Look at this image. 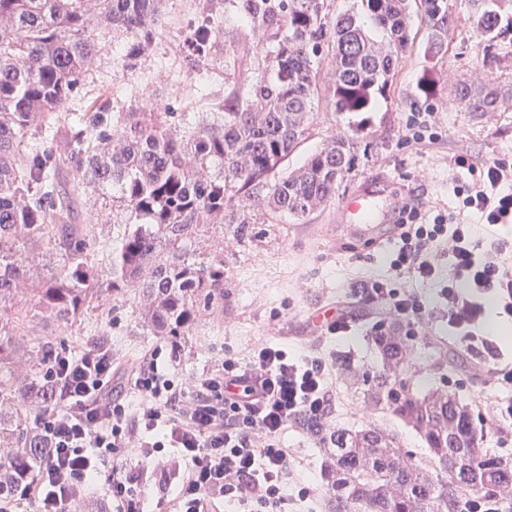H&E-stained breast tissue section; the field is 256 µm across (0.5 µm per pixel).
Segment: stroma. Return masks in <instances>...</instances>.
Wrapping results in <instances>:
<instances>
[{
	"instance_id": "stroma-1",
	"label": "stroma",
	"mask_w": 512,
	"mask_h": 512,
	"mask_svg": "<svg viewBox=\"0 0 512 512\" xmlns=\"http://www.w3.org/2000/svg\"><path fill=\"white\" fill-rule=\"evenodd\" d=\"M205 20L211 22L217 38L210 54L198 58L187 46L194 29ZM245 27L227 0H165L162 17L138 57L126 55L129 35L103 31L99 52L82 76L72 106L81 112L100 107L119 115L140 111L146 99L153 97L163 111L172 113L177 128L194 129L211 121L225 95L244 83V75L232 76L225 70L224 55L231 51L243 64L252 62L261 36L246 32ZM475 40L473 31L463 23L449 35L448 51L439 58L425 59L418 48L407 53L399 61L389 98L369 113L360 133L335 112L331 65L322 63L314 125L308 139L289 157L288 167L301 165L331 135L356 134L364 148L339 194L351 191L365 178L383 176L393 183L395 192L419 198L430 211L457 207L459 200L453 194L448 169L452 156L465 154L479 164L495 158L512 159V109L475 116L465 112L450 92L459 77L475 82L485 77L473 49ZM428 68L435 73L438 91L425 100L418 97L417 84ZM425 115L437 140L407 143L408 119ZM336 205V200H329L303 221L251 209L247 212L251 225L243 236L232 224L200 225L191 246L192 258L223 260L224 291L201 303L189 335L179 339L180 357L165 354L161 360L172 376L184 380L201 374L224 356L245 357L261 342L333 356L337 426L355 430L372 425L398 434L404 450L420 464L428 456L420 435L390 410L371 406L353 377L354 372L377 366L371 338L376 324L389 319L381 305L366 303L356 291L368 279L390 276L392 247L350 244L336 228ZM71 220L92 225L93 260L101 277H109L113 237L126 220L125 211L111 197L89 188L73 199ZM400 285L433 311L413 339L412 358L404 372L410 392L421 396L437 388L455 394L463 404L475 408V426L483 430L486 447L512 455V424L486 417L489 405L505 392L488 375V361L449 336L438 285L409 279L401 280ZM327 308L352 320L348 335L330 338L322 333L314 317ZM91 329L96 330L98 342L111 346L120 377L131 363L161 342L143 327L138 299L130 292L92 296L80 319L63 326L47 319L36 327L37 333L59 337L62 348L76 353L89 347L85 334ZM442 347L462 353L465 367L440 366L438 350ZM286 440L295 452L298 469L317 489L316 500L302 503L303 512H325L321 449L295 424L289 427Z\"/></svg>"
}]
</instances>
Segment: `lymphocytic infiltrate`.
Returning <instances> with one entry per match:
<instances>
[{"mask_svg":"<svg viewBox=\"0 0 512 512\" xmlns=\"http://www.w3.org/2000/svg\"><path fill=\"white\" fill-rule=\"evenodd\" d=\"M449 167L471 177L453 187L457 210L426 222L420 204L408 202L389 267L395 278L439 282L449 335L494 360L491 377L511 387L512 363L501 362L482 326L489 297L512 317L508 243L496 233L512 224V162L478 165L456 155ZM470 213L479 215L480 225L467 222ZM438 246L448 253L444 273L433 258ZM394 280H368L360 293L383 304L408 335H418L430 310ZM160 354L156 348L142 356L119 387L112 384L110 348L53 355L56 408L41 423L51 452L37 476L19 488L18 501L33 503L35 512H61L64 503L85 496L88 481L102 476L112 512H140L142 490L121 458L126 448L138 449L140 470L181 468L178 492L159 499L160 512H296L314 498L315 488L299 479L282 435L303 415L331 423L335 359L258 345L247 363L228 357L182 383L159 371Z\"/></svg>","mask_w":512,"mask_h":512,"instance_id":"1","label":"lymphocytic infiltrate"}]
</instances>
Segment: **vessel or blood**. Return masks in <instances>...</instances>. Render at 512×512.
Here are the masks:
<instances>
[{
    "label": "vessel or blood",
    "mask_w": 512,
    "mask_h": 512,
    "mask_svg": "<svg viewBox=\"0 0 512 512\" xmlns=\"http://www.w3.org/2000/svg\"><path fill=\"white\" fill-rule=\"evenodd\" d=\"M387 186V181L369 177L342 198L336 221L350 238L377 245L394 238L404 200L387 194Z\"/></svg>",
    "instance_id": "vessel-or-blood-1"
}]
</instances>
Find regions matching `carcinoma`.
<instances>
[{"mask_svg": "<svg viewBox=\"0 0 512 512\" xmlns=\"http://www.w3.org/2000/svg\"><path fill=\"white\" fill-rule=\"evenodd\" d=\"M250 28L266 34L247 92L224 97L216 122L194 131L169 123L167 112H127L112 142L104 112L71 113L69 102L98 52L93 17L132 35L126 56L146 48L163 0H0V500L35 476L50 448L38 420L54 408L49 357L53 336L17 338L20 321L81 315L93 291H137L143 326L154 336H186L201 301L224 285V262H191L198 226L248 220L233 202L273 216L307 217L336 195L354 170L358 138L332 136L302 165H281L307 139L325 54L334 64L336 111L357 119L389 96L399 60L413 45L412 4L425 28L423 54L448 51L460 15L449 0H353L328 36L325 0H230ZM467 21L481 37L482 64L498 66L512 46V0H465ZM215 31L202 25L192 46L201 54ZM464 111L484 115L512 107L507 84L453 86ZM66 163L127 211L112 248V278L99 279L88 239L69 223L57 171ZM212 166L220 175L201 172ZM46 244L63 263L32 289L35 303L11 317L31 279V254ZM380 363L362 372L368 398L412 424L429 449L411 462L395 436L376 429L327 428L299 418L324 450L327 512H459L466 499L512 497V458L483 447L471 412L455 395L410 394L400 378L413 344L392 327L371 337Z\"/></svg>", "mask_w": 512, "mask_h": 512, "instance_id": "carcinoma-1", "label": "carcinoma"}]
</instances>
